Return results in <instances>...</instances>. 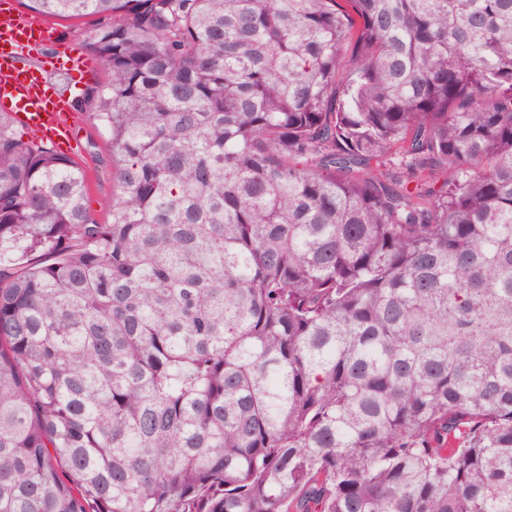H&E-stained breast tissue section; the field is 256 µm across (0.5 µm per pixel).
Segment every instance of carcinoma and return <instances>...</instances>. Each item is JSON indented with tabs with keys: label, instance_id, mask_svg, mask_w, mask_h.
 I'll list each match as a JSON object with an SVG mask.
<instances>
[{
	"label": "carcinoma",
	"instance_id": "1",
	"mask_svg": "<svg viewBox=\"0 0 512 512\" xmlns=\"http://www.w3.org/2000/svg\"><path fill=\"white\" fill-rule=\"evenodd\" d=\"M27 7L114 188L0 112V512H512V0Z\"/></svg>",
	"mask_w": 512,
	"mask_h": 512
}]
</instances>
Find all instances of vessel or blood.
Returning a JSON list of instances; mask_svg holds the SVG:
<instances>
[{
    "label": "vessel or blood",
    "instance_id": "obj_1",
    "mask_svg": "<svg viewBox=\"0 0 512 512\" xmlns=\"http://www.w3.org/2000/svg\"><path fill=\"white\" fill-rule=\"evenodd\" d=\"M49 27L14 9L0 8V109L56 147H69L80 131L71 91L51 86L48 71L25 63L35 47L53 46Z\"/></svg>",
    "mask_w": 512,
    "mask_h": 512
}]
</instances>
